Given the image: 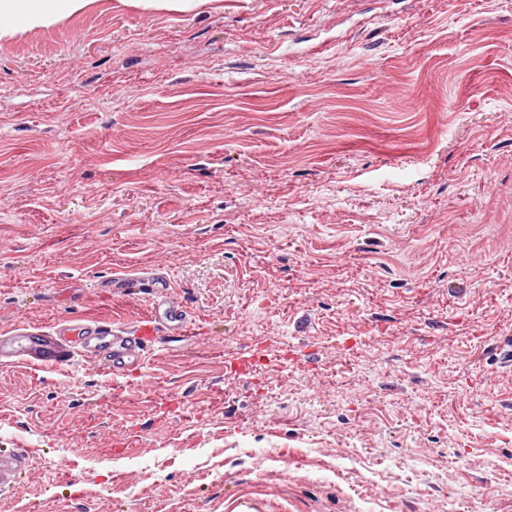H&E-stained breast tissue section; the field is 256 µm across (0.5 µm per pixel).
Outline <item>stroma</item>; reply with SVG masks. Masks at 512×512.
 <instances>
[{
    "mask_svg": "<svg viewBox=\"0 0 512 512\" xmlns=\"http://www.w3.org/2000/svg\"><path fill=\"white\" fill-rule=\"evenodd\" d=\"M0 512H512V0H143L0 34ZM103 283L105 288L124 296L147 288L155 295L156 303L148 316L131 326L71 319L59 320L49 328L15 324L8 336H0V361L19 360L46 369L69 366L77 355L69 336H81L80 351L97 359L109 374L118 377L141 364L146 341L163 344L168 336L185 334L188 315L182 305L167 299L171 286L166 273L157 270L137 275L113 272ZM4 358L15 359L5 361ZM23 453L0 455V492L10 490L16 482V471L23 465Z\"/></svg>",
    "mask_w": 512,
    "mask_h": 512,
    "instance_id": "35a3bbf8",
    "label": "stroma"
}]
</instances>
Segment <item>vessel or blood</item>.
<instances>
[{
  "mask_svg": "<svg viewBox=\"0 0 512 512\" xmlns=\"http://www.w3.org/2000/svg\"><path fill=\"white\" fill-rule=\"evenodd\" d=\"M105 287L125 296L148 289L156 297L148 316L131 326L103 320L58 321L49 328L14 325L0 336V361L13 358L40 368L58 369L70 365L77 353L97 359L112 376L118 377L139 366L146 342L164 343L166 337L185 334L188 315L184 307L168 298L170 281L166 273L147 270L136 275L112 273ZM22 454L0 455V492L10 490Z\"/></svg>",
  "mask_w": 512,
  "mask_h": 512,
  "instance_id": "vessel-or-blood-1",
  "label": "vessel or blood"
}]
</instances>
